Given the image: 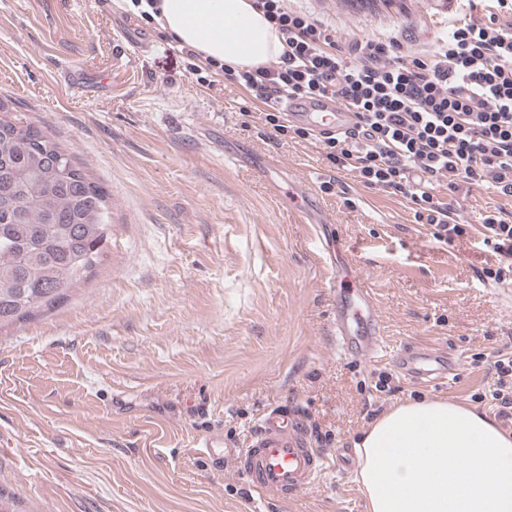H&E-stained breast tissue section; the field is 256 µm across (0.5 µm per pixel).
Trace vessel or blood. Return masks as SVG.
Returning <instances> with one entry per match:
<instances>
[{
  "mask_svg": "<svg viewBox=\"0 0 512 512\" xmlns=\"http://www.w3.org/2000/svg\"><path fill=\"white\" fill-rule=\"evenodd\" d=\"M287 115L290 122L317 134L345 130L353 120L346 108L327 100L297 101ZM333 324L337 346L347 356L367 360L381 345L380 318L370 289H337ZM394 364L407 379L428 386L447 382L457 362L446 351L421 346L398 352ZM327 464V457L313 448L303 425L282 409L266 412L236 458L238 471L259 500L267 503L308 490Z\"/></svg>",
  "mask_w": 512,
  "mask_h": 512,
  "instance_id": "obj_1",
  "label": "vessel or blood"
}]
</instances>
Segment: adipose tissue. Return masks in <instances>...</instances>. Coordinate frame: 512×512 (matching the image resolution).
<instances>
[{"label":"adipose tissue","mask_w":512,"mask_h":512,"mask_svg":"<svg viewBox=\"0 0 512 512\" xmlns=\"http://www.w3.org/2000/svg\"><path fill=\"white\" fill-rule=\"evenodd\" d=\"M175 42L234 69L283 52L252 0H153ZM367 512H512V433L446 400L404 401L355 441Z\"/></svg>","instance_id":"1"}]
</instances>
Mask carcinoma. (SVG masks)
Returning a JSON list of instances; mask_svg holds the SVG:
<instances>
[{
  "label": "carcinoma",
  "mask_w": 512,
  "mask_h": 512,
  "mask_svg": "<svg viewBox=\"0 0 512 512\" xmlns=\"http://www.w3.org/2000/svg\"><path fill=\"white\" fill-rule=\"evenodd\" d=\"M63 156L67 166L56 167ZM111 227L110 193L0 101V329L51 312L87 282Z\"/></svg>",
  "instance_id": "carcinoma-1"
}]
</instances>
